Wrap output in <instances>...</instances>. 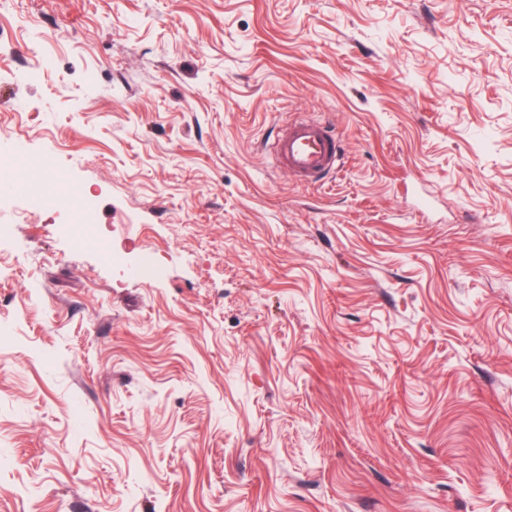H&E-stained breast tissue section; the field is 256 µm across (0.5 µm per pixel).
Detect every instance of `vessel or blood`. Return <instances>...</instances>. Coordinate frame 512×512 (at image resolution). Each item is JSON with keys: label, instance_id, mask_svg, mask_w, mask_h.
Instances as JSON below:
<instances>
[{"label": "vessel or blood", "instance_id": "1", "mask_svg": "<svg viewBox=\"0 0 512 512\" xmlns=\"http://www.w3.org/2000/svg\"><path fill=\"white\" fill-rule=\"evenodd\" d=\"M275 168L304 180L334 173L342 150L332 127L322 120L299 119L269 145Z\"/></svg>", "mask_w": 512, "mask_h": 512}]
</instances>
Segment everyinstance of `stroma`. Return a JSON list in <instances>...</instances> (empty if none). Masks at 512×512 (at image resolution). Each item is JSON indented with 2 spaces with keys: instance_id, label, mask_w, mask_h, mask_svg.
<instances>
[{
  "instance_id": "35a3bbf8",
  "label": "stroma",
  "mask_w": 512,
  "mask_h": 512,
  "mask_svg": "<svg viewBox=\"0 0 512 512\" xmlns=\"http://www.w3.org/2000/svg\"><path fill=\"white\" fill-rule=\"evenodd\" d=\"M12 138L164 275L0 190V512H512V0H0ZM268 149L276 169L304 180H320L334 173L342 156L339 139L323 120H295Z\"/></svg>"
}]
</instances>
